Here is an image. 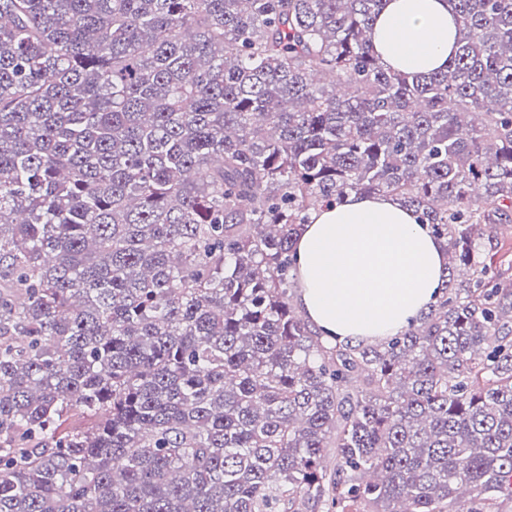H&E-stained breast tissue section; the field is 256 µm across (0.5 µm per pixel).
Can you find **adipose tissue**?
<instances>
[{
    "mask_svg": "<svg viewBox=\"0 0 512 512\" xmlns=\"http://www.w3.org/2000/svg\"><path fill=\"white\" fill-rule=\"evenodd\" d=\"M449 0H387L372 40L385 67L445 68L456 48ZM298 306L328 343L383 342L435 303L448 267L443 239L388 195L351 194L313 212L295 250Z\"/></svg>",
    "mask_w": 512,
    "mask_h": 512,
    "instance_id": "obj_1",
    "label": "adipose tissue"
}]
</instances>
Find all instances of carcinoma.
<instances>
[{
	"instance_id": "cac0c4a2",
	"label": "carcinoma",
	"mask_w": 512,
	"mask_h": 512,
	"mask_svg": "<svg viewBox=\"0 0 512 512\" xmlns=\"http://www.w3.org/2000/svg\"><path fill=\"white\" fill-rule=\"evenodd\" d=\"M386 0H0V512L512 503V0L385 68ZM448 247L381 345L295 315L312 211Z\"/></svg>"
}]
</instances>
